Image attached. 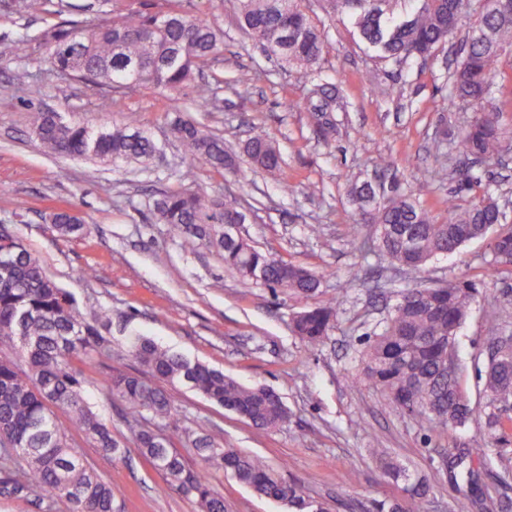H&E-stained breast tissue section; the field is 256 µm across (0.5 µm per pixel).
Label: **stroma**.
Returning <instances> with one entry per match:
<instances>
[{"label":"stroma","instance_id":"35a3bbf8","mask_svg":"<svg viewBox=\"0 0 512 512\" xmlns=\"http://www.w3.org/2000/svg\"><path fill=\"white\" fill-rule=\"evenodd\" d=\"M68 2L62 13L35 17L0 6V224L9 225L41 258L83 313L101 307L110 311L112 322L105 333L112 338L113 367L137 369L128 345L140 335L246 385L274 389L288 408V419L269 432L187 388H174L172 395L185 426L217 424L225 441L265 458L329 512H371L375 502L403 498V482L389 477L370 453L371 433L392 460L428 477L426 512H480L475 495L448 460L460 444L482 438V419L448 433L433 432L356 380L364 340L388 316L398 292L416 282L436 286L469 279L497 299L492 314L484 303H476L460 331V356L467 366L464 386L475 405L483 399L474 359L486 346L492 322L512 334V275L484 277L487 240L467 243L456 256L435 258L415 275L363 252L351 231L355 205L350 190L380 173L435 215L445 216L448 196L457 192V162L436 159L431 142L470 116L449 93L453 52L399 71L371 59L344 25H325L321 71L336 80L346 102L336 115L335 135L326 137L316 131L308 113L288 107L289 100L306 90L302 75L282 69L254 46L222 0H183L185 10L208 16L224 30V49L208 71L210 80L224 84L219 91L223 103L220 111L198 113L188 88L172 100L146 88L107 96L84 82L56 78L39 41L41 33L65 20L87 24L97 17V0ZM23 33L30 37V49L20 60L10 47ZM244 70L257 75L252 87L240 94L226 88V81ZM371 70L378 73L374 85L364 79ZM39 107L147 129L163 153L146 165L116 167L49 153L30 134ZM173 108L193 114L232 150H240L255 126L275 142L298 184L293 194H282L276 174L243 158L232 173L198 165L195 187L251 203L243 237L321 275L323 295L338 300L340 316L320 345H307L292 330L293 317L310 307V300L242 283L215 252L185 249L167 225L155 221L154 200L183 187L177 176L183 157L169 126ZM474 173L479 182L458 192L461 203L490 191L512 225V158L482 164ZM421 176L427 178V188L418 187ZM61 208L85 225L82 237L66 239L54 232L50 216ZM83 269L94 270V279L80 277ZM83 367L92 380L86 389L89 403L127 445L121 459L85 450L111 482L122 512H197L195 503L180 494L155 498L153 488L162 483V475L132 444L122 406L109 396L98 368L88 361ZM209 478L227 512H283L223 471L210 470Z\"/></svg>","mask_w":512,"mask_h":512}]
</instances>
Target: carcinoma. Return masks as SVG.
Masks as SVG:
<instances>
[{"label": "carcinoma", "instance_id": "obj_1", "mask_svg": "<svg viewBox=\"0 0 512 512\" xmlns=\"http://www.w3.org/2000/svg\"><path fill=\"white\" fill-rule=\"evenodd\" d=\"M30 15L50 11L53 0H17ZM158 10L134 9L130 0H99L97 19L85 27L59 24L41 34L53 71L62 79H80L109 92L154 88L179 93L191 86L194 106L209 112L217 105L214 84L203 77L204 67L221 52L224 30L211 19L193 15L180 0H165ZM330 20L349 28L371 56L399 68L425 60L441 50L471 9L477 17L462 39L461 52L449 76L450 95L473 109L468 126L458 134L434 141L435 155L453 153L479 161L500 156L512 140V128L493 101L492 89L501 73L502 56L512 51V0H316ZM239 27L263 53L309 76L305 94L288 101L292 110L307 112L313 123L331 128L341 103L336 84L314 70L325 42L310 8L311 0H232ZM33 132L49 152L99 162H144L160 148L145 129L93 124L39 111ZM171 132L179 142L185 165L180 180L195 182L196 162L222 171L234 167L224 139L190 118L177 116ZM243 153L251 165L280 176L283 192L297 184L283 166L280 152L262 132L250 136ZM376 192L371 183L352 189L357 202L356 236L369 228L383 232V257L414 273L437 256H454L461 247L499 225L490 241L491 260L485 275L497 276L512 264V226L496 199L485 194L467 205L448 195V217L434 216L414 198L387 197L368 202ZM158 223L168 225L183 246L216 251L224 267L244 283H261L297 298L320 293L322 277L312 269L285 261L224 234L243 208L198 190L162 194L153 204ZM54 231L80 236L82 224H65V214H53ZM0 344H18L12 359L0 357V498L11 500L34 492L49 500L48 509L62 501L68 512H120L112 484L85 462L75 445L76 430L90 447L110 456L123 453L124 443L92 411L85 399L86 373L76 366L97 361L109 370L107 382L133 419L131 439L141 456L166 482L154 488L157 497L176 491L194 502L199 512H224V498L212 487L208 471L221 469L237 484L258 496L280 503L288 512H327L323 503L300 487L283 481L263 459L224 441L212 424L195 430L180 425L178 410L167 387L183 385L232 412L257 429H275L288 419L281 397L265 387L246 386L223 371L160 347L137 336L130 350L142 370L112 371V339L102 335L110 323L106 309L86 317L74 298L47 274L38 257L9 227L0 224ZM479 290L473 281L447 287L405 290L380 331L364 342L360 379L381 392L404 413L424 419L431 429L449 432L472 420L476 408L466 394L464 367L458 353L460 329L471 314ZM339 307L329 299L293 320V331L315 345L338 321ZM484 399L487 437L456 449L451 468H464L466 483L476 490L483 470L474 466L484 448L512 443V415L503 406L512 402V360L484 357L477 367ZM69 419L64 425L59 414ZM196 450L203 467L185 464L174 441ZM387 473L407 483L402 503H379L375 512H424L430 485L424 475L411 476L396 463Z\"/></svg>", "mask_w": 512, "mask_h": 512}]
</instances>
